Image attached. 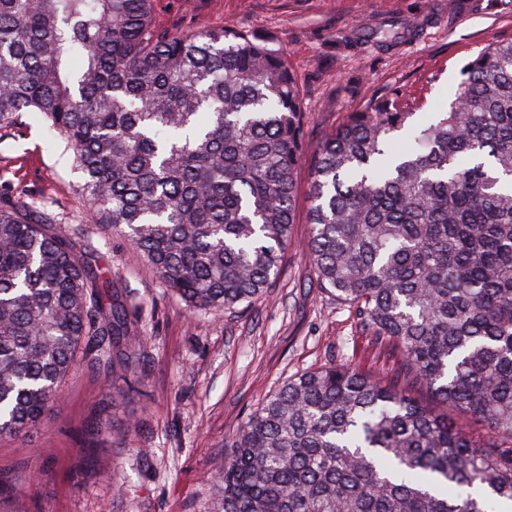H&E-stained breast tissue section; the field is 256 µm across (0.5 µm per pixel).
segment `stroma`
Segmentation results:
<instances>
[{
  "label": "stroma",
  "mask_w": 512,
  "mask_h": 512,
  "mask_svg": "<svg viewBox=\"0 0 512 512\" xmlns=\"http://www.w3.org/2000/svg\"><path fill=\"white\" fill-rule=\"evenodd\" d=\"M155 25H199L272 39L307 115L306 155L348 112L403 94L413 123L445 111L459 69L512 40V0H153ZM302 167L292 244L266 296L213 314L168 294L128 240L87 220L83 175L39 114L0 129V197L78 230L136 306L149 339L144 385H102L80 367L48 417L0 440V476L25 475L0 512H207L224 443L289 378L327 363L393 375L399 356L356 311L320 288L307 249Z\"/></svg>",
  "instance_id": "1"
}]
</instances>
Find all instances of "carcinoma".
<instances>
[{
    "label": "carcinoma",
    "instance_id": "1",
    "mask_svg": "<svg viewBox=\"0 0 512 512\" xmlns=\"http://www.w3.org/2000/svg\"><path fill=\"white\" fill-rule=\"evenodd\" d=\"M152 2L0 0V125L41 114L83 173L88 220L218 314L279 275L306 116L272 40L172 35ZM461 75L435 121L409 128L395 95L349 113L311 159L313 272L394 344L400 374L332 363L288 379L233 435L210 512L512 502V42L487 44ZM94 253L45 213L0 208V438L43 421L81 354L105 383L146 376L147 338Z\"/></svg>",
    "mask_w": 512,
    "mask_h": 512
}]
</instances>
